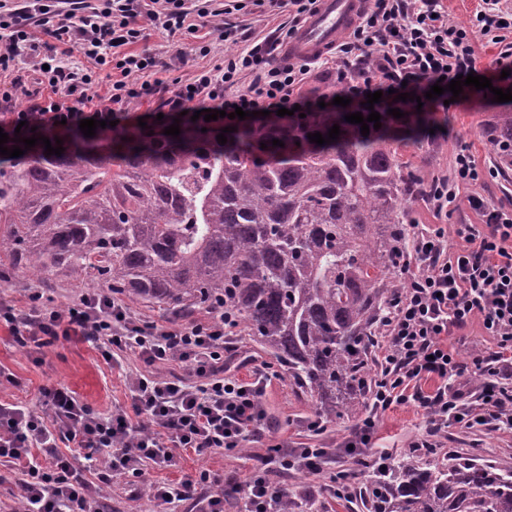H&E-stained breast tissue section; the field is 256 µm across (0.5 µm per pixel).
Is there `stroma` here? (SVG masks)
I'll return each instance as SVG.
<instances>
[{
    "label": "stroma",
    "mask_w": 512,
    "mask_h": 512,
    "mask_svg": "<svg viewBox=\"0 0 512 512\" xmlns=\"http://www.w3.org/2000/svg\"><path fill=\"white\" fill-rule=\"evenodd\" d=\"M242 10L210 18L209 26L225 23L234 27L230 38L212 35V51L207 57L196 56L194 36L175 37L154 35L145 47L165 63L168 82L186 79L194 70L221 63L225 57L236 54L253 37L265 35L288 20V14L270 4L255 5L253 0H241ZM478 68L487 69L491 89L465 87L447 110L429 113L432 133L419 142H398L394 148L402 161L418 168L425 179L449 171L455 154L468 148L479 163L494 161L492 147L484 126L503 106L494 102L492 88L512 89V75L502 76L500 71L489 70L488 65L498 57L501 47L484 40L475 45ZM134 356H126L122 367L112 366L91 343L61 336L49 346L29 349L19 345L8 327L0 324V399L38 407L42 389L65 385L94 411L104 413L112 406L128 401L127 371L139 368ZM271 430L262 439L246 443L240 450L177 449L173 466L149 471L151 482L163 485L176 483L186 477L207 471L223 481L226 502L224 512H242L239 494L251 477L256 458L265 454L267 446L305 444L326 449L324 464L319 473L303 475L293 470L284 481L295 495V512H362L355 499L334 498L325 491L329 476L343 472L353 487L360 488L373 477V464L380 449H389L394 456L408 454L410 443L424 434L429 422L423 408L411 401L379 413L375 419L372 439L367 447L345 454L344 445L351 438L357 418H344L325 424L322 434H314L306 427L311 406L308 399L297 392L286 372H279L264 396ZM442 448L457 452L478 450L488 460L512 457V431L503 432L483 427L462 430L456 426L442 429L438 435Z\"/></svg>",
    "instance_id": "35a3bbf8"
}]
</instances>
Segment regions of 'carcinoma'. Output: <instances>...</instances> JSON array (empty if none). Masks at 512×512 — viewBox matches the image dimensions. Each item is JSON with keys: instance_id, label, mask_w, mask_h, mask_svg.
Segmentation results:
<instances>
[{"instance_id": "carcinoma-1", "label": "carcinoma", "mask_w": 512, "mask_h": 512, "mask_svg": "<svg viewBox=\"0 0 512 512\" xmlns=\"http://www.w3.org/2000/svg\"><path fill=\"white\" fill-rule=\"evenodd\" d=\"M335 124L337 140L309 142ZM399 133L422 129L371 124L364 137L343 113L318 112L304 127L241 128L224 145L121 128L106 145L66 141L59 156L40 142L0 155V281L105 288L184 320L230 306L317 419L349 416L367 403L378 328L405 287L408 204L430 188L400 162ZM485 133L508 174L512 110ZM359 499L367 512H512V461L429 448L376 467Z\"/></svg>"}]
</instances>
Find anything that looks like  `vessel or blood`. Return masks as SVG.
I'll return each instance as SVG.
<instances>
[{"label":"vessel or blood","mask_w":512,"mask_h":512,"mask_svg":"<svg viewBox=\"0 0 512 512\" xmlns=\"http://www.w3.org/2000/svg\"><path fill=\"white\" fill-rule=\"evenodd\" d=\"M363 7L364 0H317L314 13L306 17L289 42L288 58H311L323 53L353 28Z\"/></svg>","instance_id":"1"}]
</instances>
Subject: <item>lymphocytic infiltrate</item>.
<instances>
[{"label": "lymphocytic infiltrate", "instance_id": "1", "mask_svg": "<svg viewBox=\"0 0 512 512\" xmlns=\"http://www.w3.org/2000/svg\"><path fill=\"white\" fill-rule=\"evenodd\" d=\"M316 0H285L288 24L254 40L223 65L200 68L168 86L155 54L137 50L152 34L173 36L197 31L199 19L223 15V8L197 0H0V130L31 137L33 132L75 129L81 120L130 122L132 100L152 97L154 113L146 120L154 136H163L173 121L183 127L215 132L232 126L284 128L291 116L280 108L315 112L320 102L349 99L358 112L367 94L382 91L374 109L386 114L399 108L415 112L414 101H396L404 88L423 97L429 111L443 102L425 99L438 80H454L475 71L474 45L487 39L505 42L512 11L503 0H482L470 25L451 21L441 0H371L351 36L330 49L337 91L316 98L307 83L311 64L278 56ZM41 28L61 44L75 43L82 64L61 51L56 64L44 65L34 39ZM28 65L41 87L23 109L13 107L19 86L3 81L14 62ZM249 88H242L244 77ZM107 82L108 91L91 102L89 88ZM248 116L234 118L235 108ZM212 109L213 121L191 120L193 112ZM498 176L495 167L476 161L460 149L449 174L433 179L426 200L440 216L468 205L482 218L461 224L458 241L449 244L443 225L413 231L398 266L405 288L391 302V312L375 344L378 371L368 386L372 414L354 431L355 443L368 441L375 413L407 400L425 409L434 428L484 426L512 430V203L496 205L483 194ZM469 188L461 197V188ZM30 302L21 310L0 301V324L24 346L43 348L58 335L93 343L106 361L120 364L135 356L140 368L128 375V405L110 413L92 411L70 388L44 389L40 409L0 402V458L22 462L21 512H101V486L88 483L73 459L58 445L83 449L88 466L106 465L109 473L142 478L147 466L167 467L174 449L232 450L265 429L263 395L272 375L255 368L243 382L224 369V353L237 332L229 313L221 311L187 325L160 326L141 319L109 294L87 293L66 308L41 305V291L26 289ZM480 319L491 352L474 353L460 363L442 342L452 330ZM177 365L182 376L158 374L162 365ZM436 381L433 392L413 390V383ZM140 425H133V418ZM322 448H295L259 460L244 497V512H281L271 469L316 471ZM218 477L200 472L174 484L151 486L148 497L160 512H224L223 494L213 492Z\"/></svg>", "mask_w": 512, "mask_h": 512}]
</instances>
